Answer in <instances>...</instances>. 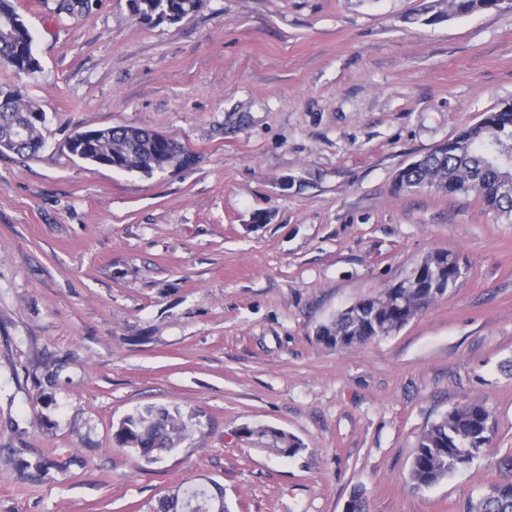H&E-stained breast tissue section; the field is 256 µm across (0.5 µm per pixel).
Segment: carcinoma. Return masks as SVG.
Masks as SVG:
<instances>
[{
  "label": "carcinoma",
  "mask_w": 512,
  "mask_h": 512,
  "mask_svg": "<svg viewBox=\"0 0 512 512\" xmlns=\"http://www.w3.org/2000/svg\"><path fill=\"white\" fill-rule=\"evenodd\" d=\"M141 19L157 17L161 22L179 23L194 16L204 0H132ZM490 8V0H426L414 20L434 22L451 15H467ZM13 24L0 26V64L18 59L24 73L41 71L33 51L30 28L18 12L14 0H0V18ZM41 112L18 91L0 90V117L13 118ZM30 148L23 153L34 157L43 142L42 125L25 127ZM86 132L69 137L72 155H101L121 169L151 175L167 162L183 166L190 155L169 136L157 138L155 131L132 126L106 127L94 140ZM512 146V105L487 113L486 121L461 129L453 138L440 143L431 153L414 161L396 176L398 188L413 191L434 188L450 196L475 195L482 206L499 217L512 221V163L497 154V149ZM420 288L384 289L375 300L335 315L317 329V339L329 347L336 337L348 338V345L387 336L409 323L422 309L444 296L459 281L457 257L443 251L428 255L420 263ZM199 414L185 413L177 406L150 405L127 414L113 431L116 447L134 451L145 463L147 455H161L184 441L192 427L200 425ZM490 414L478 401L457 406L433 422L421 435L411 464L410 480L416 488H429L466 469L486 448L493 435L488 428ZM242 435L290 456L302 443L276 428H242ZM224 499L219 490L196 492L191 499L178 494L163 500L158 512H214ZM468 512H512V480L490 484Z\"/></svg>",
  "instance_id": "carcinoma-1"
}]
</instances>
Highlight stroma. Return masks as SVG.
Listing matches in <instances>:
<instances>
[{
    "label": "stroma",
    "mask_w": 512,
    "mask_h": 512,
    "mask_svg": "<svg viewBox=\"0 0 512 512\" xmlns=\"http://www.w3.org/2000/svg\"><path fill=\"white\" fill-rule=\"evenodd\" d=\"M422 0H206L136 22L127 0H15L42 70L0 68L46 114L33 159L0 153V512H153L215 481L228 512H467L512 479V224L395 177L512 102V11L417 23ZM178 139L184 167L82 162L77 131ZM465 278L348 349L318 326L426 256ZM483 402L495 429L429 488L420 436ZM147 404L197 411L153 464L112 432ZM269 426L292 457L246 440ZM242 435L247 440H253L254 438L257 443L260 442L281 454H288L289 457L295 456L303 448L302 443L294 436L276 428L245 426L242 428Z\"/></svg>",
    "instance_id": "1"
}]
</instances>
